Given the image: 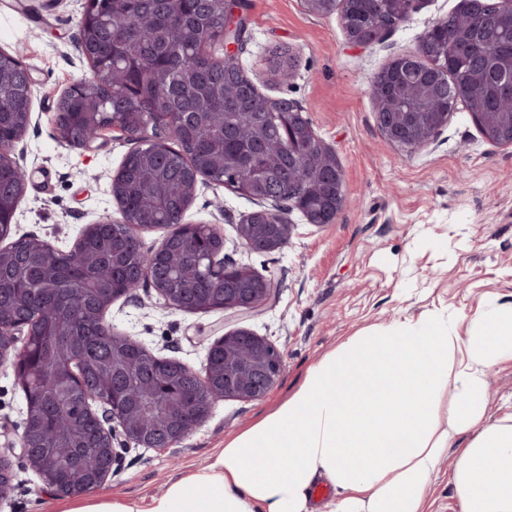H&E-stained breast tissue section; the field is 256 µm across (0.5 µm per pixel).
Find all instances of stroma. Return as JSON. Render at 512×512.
I'll return each mask as SVG.
<instances>
[{
	"label": "stroma",
	"mask_w": 512,
	"mask_h": 512,
	"mask_svg": "<svg viewBox=\"0 0 512 512\" xmlns=\"http://www.w3.org/2000/svg\"><path fill=\"white\" fill-rule=\"evenodd\" d=\"M247 34L238 55L262 92L301 105L344 174L346 203L335 223L314 226L292 212L289 244L252 253L237 226L258 202L221 185L200 186L186 219L214 224L227 261L272 279L275 298L258 312L183 313L167 308L149 286L113 301L105 314L119 333L139 338L153 354L203 372L208 346L247 328L284 354L278 384L259 401L222 400L181 443L136 448L123 455L98 491L148 508L168 483L202 466L224 444L273 411L309 368L342 342L396 322L434 316L462 333L500 304L512 302V146L487 142L465 108L428 147L404 151L381 133L370 96L374 75L395 56L415 51L427 27L460 0H423L411 18L369 47L351 45L338 14L308 12L303 0H241ZM85 0H0V48L22 47L32 77V123L15 149L29 176L13 221L14 237L37 236L70 249L83 225L118 208L99 175L120 166L131 144L105 131L91 149L56 138L54 110L90 68L74 35ZM289 47L296 71L268 70L270 52ZM487 414H512V359L485 370ZM24 400L11 371L0 370V448L19 430ZM449 449L430 479V512H461L448 483L456 462ZM64 498L39 476L16 467L0 512H58Z\"/></svg>",
	"instance_id": "obj_1"
}]
</instances>
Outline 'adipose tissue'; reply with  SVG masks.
Segmentation results:
<instances>
[{"mask_svg":"<svg viewBox=\"0 0 512 512\" xmlns=\"http://www.w3.org/2000/svg\"><path fill=\"white\" fill-rule=\"evenodd\" d=\"M505 357L512 304L462 336L430 317L351 339L148 510L92 496L69 512H315L320 484L337 493L327 512H428L431 475L454 446L448 483L461 512H512V416L487 417L483 373ZM450 386L455 402L444 420L440 393Z\"/></svg>","mask_w":512,"mask_h":512,"instance_id":"adipose-tissue-1","label":"adipose tissue"}]
</instances>
